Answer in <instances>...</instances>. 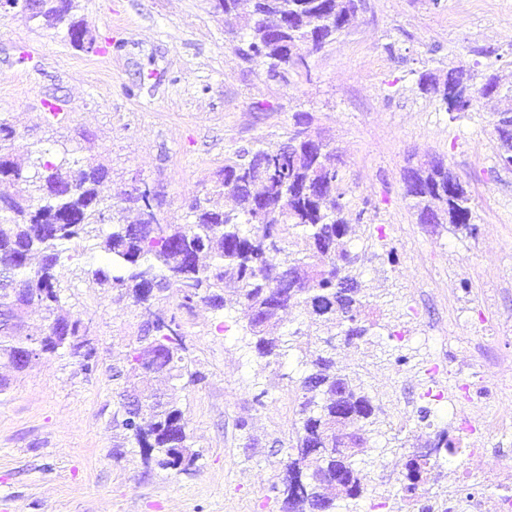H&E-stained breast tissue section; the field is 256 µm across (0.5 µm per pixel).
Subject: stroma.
<instances>
[{"label": "stroma", "instance_id": "35a3bbf8", "mask_svg": "<svg viewBox=\"0 0 512 512\" xmlns=\"http://www.w3.org/2000/svg\"><path fill=\"white\" fill-rule=\"evenodd\" d=\"M73 18L95 45L70 43L67 23L0 16V118L17 131L14 157L35 153L110 171L113 202L141 181L157 189L165 222L183 224L203 182L242 146L277 148L296 114L336 151L353 222L358 279L370 294L367 336L337 342L334 358L371 397L380 419L395 389L419 386L420 364L470 337L512 418V169L503 168L493 124L499 104L479 99L451 116L421 92L419 73L465 65L473 84L488 69L512 82V0H362L352 25L309 60L272 78L236 53L211 0H74ZM442 158L472 197L476 232L419 223L404 196L410 165ZM105 256L70 244L61 305L89 328L96 366L62 350L33 361L0 393V512H280L277 485L298 421L303 344L315 324L286 311L288 356L268 361L251 347L248 318L225 289L223 309L183 308L166 292L196 379L161 384L183 411L199 458L176 473L145 463L120 422L126 357L145 317L91 272ZM432 333L426 347L395 352L391 334ZM457 447L425 499H457L463 473H494L512 488V456H469L472 437L447 412L404 430L369 434L357 460L384 454L403 474L438 430Z\"/></svg>", "mask_w": 512, "mask_h": 512}]
</instances>
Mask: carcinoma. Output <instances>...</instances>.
I'll return each mask as SVG.
<instances>
[{
    "label": "carcinoma",
    "mask_w": 512,
    "mask_h": 512,
    "mask_svg": "<svg viewBox=\"0 0 512 512\" xmlns=\"http://www.w3.org/2000/svg\"><path fill=\"white\" fill-rule=\"evenodd\" d=\"M361 0H216L217 9L237 20L235 50L249 62L285 74L308 70L309 59L350 26ZM73 0H47L43 18L62 22ZM462 64L448 68L444 81L424 72L421 91L434 90L450 112H465L478 98H496L494 134L499 157L512 168V86L494 74L469 85ZM16 129L0 120V180L15 186L0 207V281L15 289L0 291V360L9 362L39 336V354L61 349L93 369L94 354L79 333L68 340L51 329L70 321L56 314L61 291V259L68 244L88 242L87 250L107 255V266L92 271L98 284L128 296L153 317L154 329L138 338L128 360L127 377L154 374L180 379L189 372L181 325L157 314L155 304L173 289L183 304L202 302L225 307L224 288H236L237 303L249 312V330L258 357L277 359L288 339L276 334L286 308L304 312L325 335L309 336V373L301 381L300 427L282 479L285 512H336V501L356 500L365 474L353 458L366 438L363 426H377L376 408L348 374L336 370L332 328L347 340L366 335L359 324L366 295L355 275L359 256L348 247L350 225L343 218L348 190L342 185L329 144L309 129L306 116L296 117L278 150L241 147L224 159L205 197L190 206L191 221L168 224L158 211L130 196L138 211L133 224L121 222L124 207L107 201L100 186L109 176L103 165L66 167L42 157L27 165L14 160L5 146ZM232 196L236 208L224 209L215 198ZM405 198L422 224L476 230L472 199L444 160H431L408 171ZM112 224L101 236L97 225ZM38 306L46 323H9L14 306ZM145 406L128 415L122 428L142 455L164 469L184 472L195 465L183 412L171 402L144 396ZM430 447L435 456L415 455L405 464L401 491L414 499L428 475L440 468L439 455L453 452L448 431L438 432ZM313 472L328 475L313 482Z\"/></svg>",
    "instance_id": "1"
}]
</instances>
